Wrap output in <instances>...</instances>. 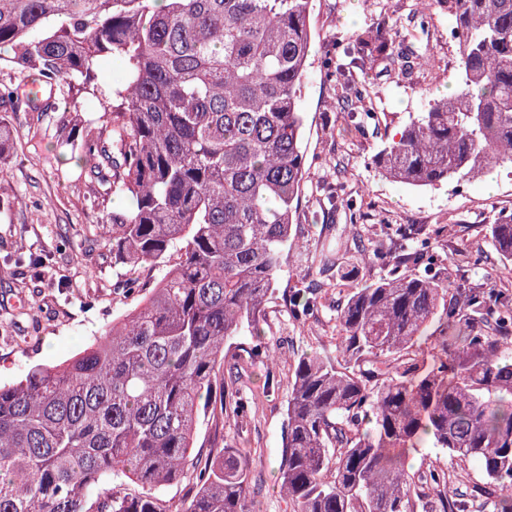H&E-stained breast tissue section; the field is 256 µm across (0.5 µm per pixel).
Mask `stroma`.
<instances>
[{"label": "stroma", "mask_w": 512, "mask_h": 512, "mask_svg": "<svg viewBox=\"0 0 512 512\" xmlns=\"http://www.w3.org/2000/svg\"><path fill=\"white\" fill-rule=\"evenodd\" d=\"M389 17L397 42L426 41L434 56L432 68L409 76L390 70L383 61L366 66L363 80L380 90V123L359 131L350 105L337 102L324 77L326 51ZM436 26L422 38L417 0H313L309 80L302 107L307 115L306 161L310 180L304 186L292 227L296 245L289 252L261 324L266 347L275 363L250 360L246 350L254 337L240 336L227 355L239 382L225 380V392L250 389L254 404L246 418L200 414L190 469L209 464L211 448L229 446L250 458L254 512H292L280 488L279 463L288 399L287 379L305 354L335 355L338 343L336 306L349 292L341 270L351 262L358 244L349 230L357 225L370 232L376 224H409L446 230L448 247L469 253L468 265L455 271L459 283L488 289L504 276L498 255L485 236L495 215L512 214V180L494 172L456 191H411L377 172L373 157L387 136L398 131L409 113L419 111L424 97L447 93L448 75L456 67V45L449 41L453 22L437 12ZM102 105L78 100L70 111L55 109L41 122L24 114L13 116L4 149L0 150V382L23 377L37 365L53 366L82 351L130 309L135 300L125 292L127 280L152 287L160 276L149 265L131 267L117 261L111 242L98 226L103 215L124 212L130 202L107 197L90 205L94 185L83 172L76 153L58 148L56 137L65 124L89 123ZM343 176L358 209L329 219L319 218L316 182ZM339 250V265L319 271L314 257L324 239ZM318 288L320 305L305 318H293L288 296L303 288ZM279 387L264 394L266 377ZM414 465H432L448 472L450 491L465 493L481 482L478 465L450 460L421 442Z\"/></svg>", "instance_id": "1"}]
</instances>
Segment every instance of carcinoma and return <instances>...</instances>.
I'll return each mask as SVG.
<instances>
[{"label": "carcinoma", "instance_id": "carcinoma-1", "mask_svg": "<svg viewBox=\"0 0 512 512\" xmlns=\"http://www.w3.org/2000/svg\"><path fill=\"white\" fill-rule=\"evenodd\" d=\"M163 6H158V3ZM313 0H0V143L37 94L99 98L97 126L63 127L102 194L131 210L101 236L129 266L161 270L136 306L69 360L0 383V512H252L250 462L212 449L173 511L161 490L185 478L199 413L213 405L224 349L276 291L309 172L302 112ZM454 25L453 92L427 98L374 156L412 190L512 179V0H437ZM122 59L107 91L98 60ZM388 60L403 75L431 60L400 47L382 18L351 60L324 66L337 100L372 112L356 71ZM331 210L353 207L337 182ZM512 264V219L487 225ZM361 278L337 309L340 359L299 357L288 378L279 472L293 512H467L443 472L407 459L426 437L478 464V494L512 512V308L456 282L426 235L361 249ZM176 261H171L172 255ZM379 262L386 273L364 274ZM299 318L317 296L293 295ZM125 477L130 494L112 485Z\"/></svg>", "mask_w": 512, "mask_h": 512}]
</instances>
